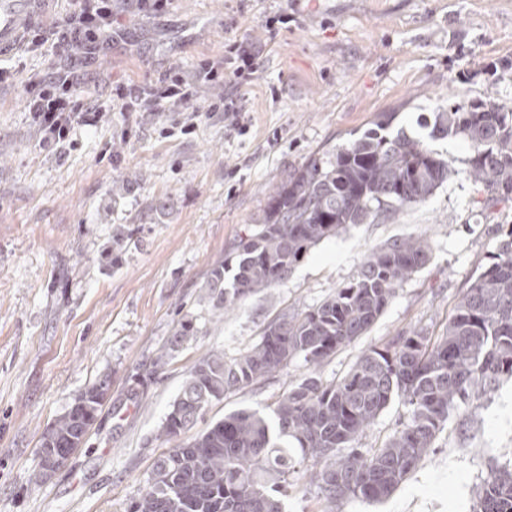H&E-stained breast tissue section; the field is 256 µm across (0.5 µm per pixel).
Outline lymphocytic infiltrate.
I'll return each instance as SVG.
<instances>
[{"instance_id": "1", "label": "lymphocytic infiltrate", "mask_w": 512, "mask_h": 512, "mask_svg": "<svg viewBox=\"0 0 512 512\" xmlns=\"http://www.w3.org/2000/svg\"><path fill=\"white\" fill-rule=\"evenodd\" d=\"M75 7L48 29L27 31L24 44L32 49L51 45L63 63L43 75L26 80V102L40 138L39 146L56 152L74 126H97L108 106L123 112H220L231 126H239L240 115L230 95H209V88L237 85L252 80L258 72L264 47L231 39L220 59L200 61L192 75L168 74L155 87L144 90L121 85L108 100L90 99L77 91L78 71L112 44V0H74Z\"/></svg>"}]
</instances>
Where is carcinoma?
Wrapping results in <instances>:
<instances>
[{
    "label": "carcinoma",
    "mask_w": 512,
    "mask_h": 512,
    "mask_svg": "<svg viewBox=\"0 0 512 512\" xmlns=\"http://www.w3.org/2000/svg\"><path fill=\"white\" fill-rule=\"evenodd\" d=\"M395 116L377 113L374 129L311 155L270 187L263 222L210 271L206 295L216 310L284 282L310 248L346 225L373 224L423 204L452 179L456 171L425 140L389 133ZM431 117L430 139L468 143L466 176L475 190L512 200V105L439 103ZM431 254L423 234L371 249L356 278L320 304L278 314L258 343L233 358L198 359L158 430L175 446L156 461L130 512H284L280 495L298 474L331 505L389 496L432 451L452 412L512 379V228L458 297L444 336L401 332L362 351L342 377L319 376L325 361L371 329ZM297 357L309 371L269 412L241 409L179 442L211 402ZM108 390L103 380L75 396L43 434L40 462L84 444ZM396 396L408 406L406 422L380 447H358ZM476 512H512V461L484 482Z\"/></svg>",
    "instance_id": "1"
}]
</instances>
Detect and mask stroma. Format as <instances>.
<instances>
[{
    "label": "stroma",
    "instance_id": "1",
    "mask_svg": "<svg viewBox=\"0 0 512 512\" xmlns=\"http://www.w3.org/2000/svg\"><path fill=\"white\" fill-rule=\"evenodd\" d=\"M121 41L95 59L83 96L104 81L153 87L219 58L224 41L270 38L255 80L235 91L245 131L223 114L112 111L97 129L75 126L62 151H41L25 110L24 80L50 57L14 52L0 87V512H129L169 445L157 430L203 355L232 358L258 343L282 311H304L352 280L368 249L428 235L432 257L363 336L325 361L343 376L367 347L410 328L442 335L454 303L512 225V202L479 196L465 178L469 146L433 141L457 172L426 203L376 224H352L311 248L286 281L258 292L222 321L205 301L211 268L263 215L269 187L311 154L361 137L376 113L417 134L435 98L512 103V0H172L138 15L114 0ZM196 336L170 341L180 320ZM166 355L161 368L153 363ZM307 370L283 373L210 403L200 434L241 408L266 411ZM110 391L85 443L52 478L41 476L40 438L86 387ZM512 460V380L455 411L436 450L386 499H341L335 512H472L496 465Z\"/></svg>",
    "mask_w": 512,
    "mask_h": 512
}]
</instances>
